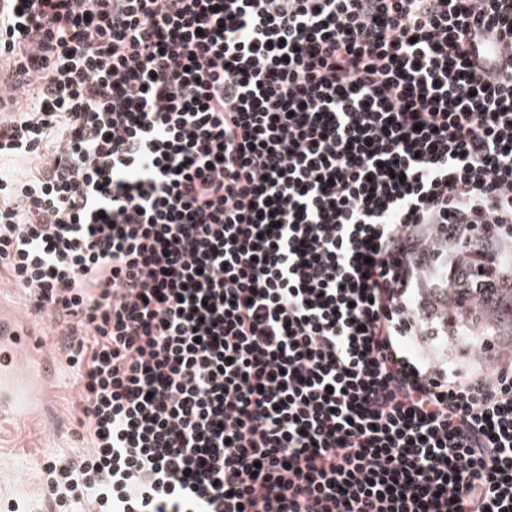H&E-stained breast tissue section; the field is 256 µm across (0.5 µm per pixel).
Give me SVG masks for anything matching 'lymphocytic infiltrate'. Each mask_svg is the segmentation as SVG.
Instances as JSON below:
<instances>
[{
  "instance_id": "lymphocytic-infiltrate-1",
  "label": "lymphocytic infiltrate",
  "mask_w": 512,
  "mask_h": 512,
  "mask_svg": "<svg viewBox=\"0 0 512 512\" xmlns=\"http://www.w3.org/2000/svg\"><path fill=\"white\" fill-rule=\"evenodd\" d=\"M2 53L0 276L87 442L52 512H512L479 321L512 297V0H0ZM16 65L14 60H7L6 56H0V111L4 110L8 104L16 102L20 97H14L16 94H10L6 92L8 87L13 80H9L8 77L11 73H15Z\"/></svg>"
}]
</instances>
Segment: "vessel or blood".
Returning a JSON list of instances; mask_svg holds the SVG:
<instances>
[{
	"instance_id": "1",
	"label": "vessel or blood",
	"mask_w": 512,
	"mask_h": 512,
	"mask_svg": "<svg viewBox=\"0 0 512 512\" xmlns=\"http://www.w3.org/2000/svg\"><path fill=\"white\" fill-rule=\"evenodd\" d=\"M26 314L0 305V423L28 420L53 389L61 367Z\"/></svg>"
}]
</instances>
